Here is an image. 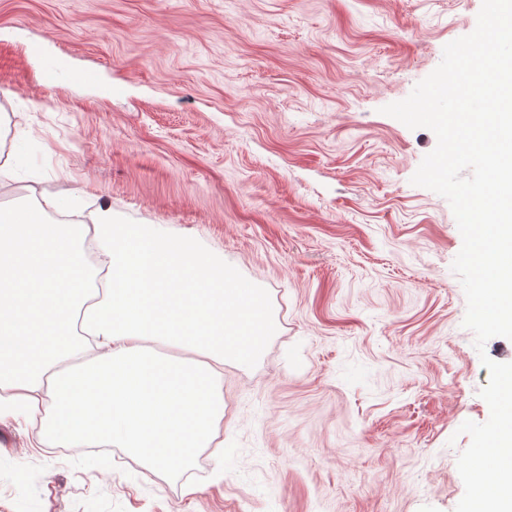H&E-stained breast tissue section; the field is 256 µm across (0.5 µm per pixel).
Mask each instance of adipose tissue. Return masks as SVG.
I'll return each instance as SVG.
<instances>
[{"label":"adipose tissue","instance_id":"adipose-tissue-1","mask_svg":"<svg viewBox=\"0 0 512 512\" xmlns=\"http://www.w3.org/2000/svg\"><path fill=\"white\" fill-rule=\"evenodd\" d=\"M0 209V420L40 424L44 448H121L178 476L222 457L228 363L262 348L258 291L223 256L155 224H52Z\"/></svg>","mask_w":512,"mask_h":512}]
</instances>
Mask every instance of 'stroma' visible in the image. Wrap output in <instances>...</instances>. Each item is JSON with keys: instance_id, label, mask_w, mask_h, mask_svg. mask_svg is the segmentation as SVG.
<instances>
[{"instance_id": "1", "label": "stroma", "mask_w": 512, "mask_h": 512, "mask_svg": "<svg viewBox=\"0 0 512 512\" xmlns=\"http://www.w3.org/2000/svg\"><path fill=\"white\" fill-rule=\"evenodd\" d=\"M482 0H0V208L80 192L264 295L224 367V458L171 478L0 422V512H454L489 373L464 328L449 202L412 185L433 132L382 114ZM95 83L51 86L31 44ZM194 493H186V486Z\"/></svg>"}]
</instances>
